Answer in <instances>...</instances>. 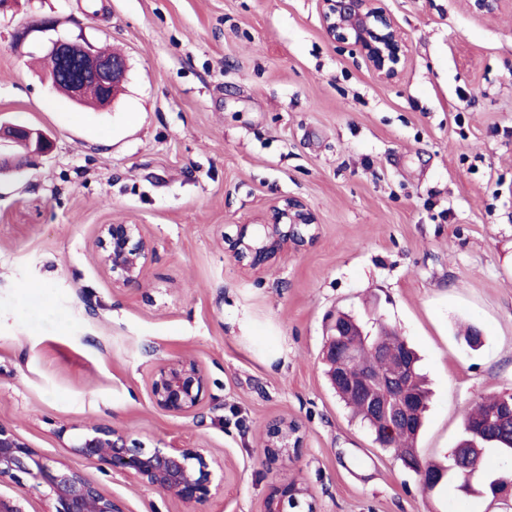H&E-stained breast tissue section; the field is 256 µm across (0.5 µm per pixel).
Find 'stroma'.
I'll return each instance as SVG.
<instances>
[{
  "mask_svg": "<svg viewBox=\"0 0 512 512\" xmlns=\"http://www.w3.org/2000/svg\"><path fill=\"white\" fill-rule=\"evenodd\" d=\"M95 3L13 0L0 14V123L52 144L0 177V424L128 512H260L287 480L315 512H512V497L423 491L351 418L322 360L337 311L404 336L432 392L425 462L452 453L479 396L512 391V11L386 0L409 56L383 83L324 36L318 0ZM43 18L53 33L16 41ZM54 33L126 58L113 106L80 108L43 82ZM284 196L316 214L315 241L261 269L225 254V235ZM102 224L153 240L140 286L101 269ZM179 358L207 378L188 418L149 391ZM283 416L301 428L289 460L265 451ZM91 425L211 449L224 462L212 496L187 504L74 455Z\"/></svg>",
  "mask_w": 512,
  "mask_h": 512,
  "instance_id": "1",
  "label": "stroma"
}]
</instances>
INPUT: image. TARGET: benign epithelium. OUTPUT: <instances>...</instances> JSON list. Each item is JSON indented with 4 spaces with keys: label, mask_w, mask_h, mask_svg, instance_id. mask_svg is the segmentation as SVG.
<instances>
[{
    "label": "benign epithelium",
    "mask_w": 512,
    "mask_h": 512,
    "mask_svg": "<svg viewBox=\"0 0 512 512\" xmlns=\"http://www.w3.org/2000/svg\"><path fill=\"white\" fill-rule=\"evenodd\" d=\"M320 24L332 43L351 49L367 64L378 81H396L405 66L408 49L385 0H319ZM512 0H471L472 9L493 14ZM54 72L49 85L54 90L66 86V96L74 104L83 98L93 83L107 95L123 86L127 60L107 57L79 35L74 39H52L44 54ZM6 139L22 146L29 156H44L50 140L19 125H0V141ZM313 211L296 197L274 201L257 224L239 225L237 234L224 238V252L236 262L251 268L264 267L290 248L299 249L318 235ZM94 246L104 270L112 276V285L130 288L140 283L144 269L154 253L152 241L139 224H101ZM337 340L328 342L325 359L331 369L336 365L360 364L356 376L341 371L338 381L364 402L373 422L388 438L410 426V410L418 400L412 386L407 357H400L390 369L381 368L387 357L381 343L361 344L363 335L354 321H343L337 328ZM368 351L366 358L362 351ZM205 375L192 359H178L158 366L150 381L154 404L175 417L195 413L201 400ZM512 418V392L496 396L482 427L486 437L499 439L502 420ZM300 429L292 421L280 418L268 425L267 452L273 457H288L300 446ZM86 459L107 464L112 476L133 473L145 487L185 503H200L210 498L214 468L223 462L207 448L174 446L145 448L130 434L111 427L92 425L70 446ZM26 475L35 489L47 490L52 512H126L123 503L106 493L95 481L61 463L55 465L42 457L14 430L0 424V483L17 474ZM307 495L294 483L271 484L263 499L261 512H287L300 505Z\"/></svg>",
    "instance_id": "7a95c632"
}]
</instances>
